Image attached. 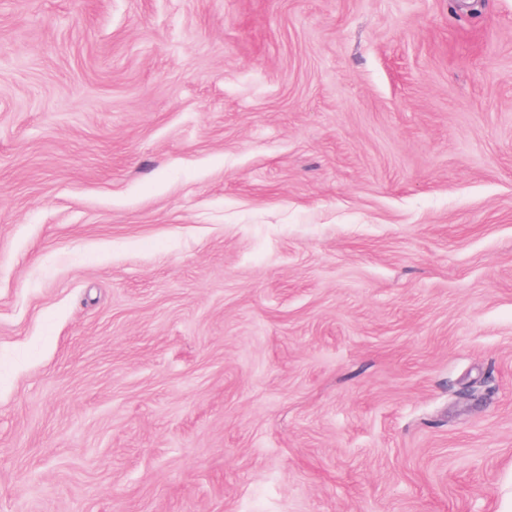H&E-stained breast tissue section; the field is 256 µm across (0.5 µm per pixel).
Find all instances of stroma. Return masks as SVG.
I'll return each instance as SVG.
<instances>
[{
	"label": "stroma",
	"instance_id": "1",
	"mask_svg": "<svg viewBox=\"0 0 512 512\" xmlns=\"http://www.w3.org/2000/svg\"><path fill=\"white\" fill-rule=\"evenodd\" d=\"M0 512H512V0H0Z\"/></svg>",
	"mask_w": 512,
	"mask_h": 512
}]
</instances>
